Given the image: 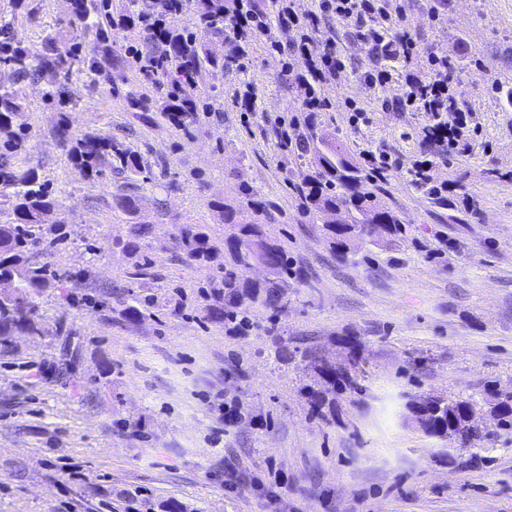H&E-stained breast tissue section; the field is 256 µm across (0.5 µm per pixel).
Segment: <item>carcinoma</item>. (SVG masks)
Segmentation results:
<instances>
[{
	"instance_id": "cac0c4a2",
	"label": "carcinoma",
	"mask_w": 512,
	"mask_h": 512,
	"mask_svg": "<svg viewBox=\"0 0 512 512\" xmlns=\"http://www.w3.org/2000/svg\"><path fill=\"white\" fill-rule=\"evenodd\" d=\"M200 16L211 28L220 30L224 26V0H199ZM73 13L79 23L71 25L68 36L76 45L86 41L97 23L90 19L86 0H73ZM166 53L176 62L181 72L196 73L204 66H219L218 54L204 46H197L191 37L170 34L164 41ZM84 64L83 59L72 53L61 56L55 53L54 41L44 43L40 53H33L15 38L13 24L0 18V68L9 69L15 80L47 76L52 82L69 80L73 72ZM21 110V98L17 92L0 85V129H7L12 119ZM63 142H74L70 156L89 177H101L109 171H139L141 157L129 152L103 133L77 135L66 121L56 128ZM321 171L318 177L307 183L304 196L308 207L316 212L348 218L336 224H325L331 247L342 254L349 250L354 237H372L383 233L400 237L405 231L402 219L391 208L381 203L372 193L362 191L369 180L368 172L353 163L334 142H326L317 150ZM8 205L6 220H0V275L14 278V293L0 295V349H8L9 337L26 332L33 336L44 334L43 325L33 298L54 286L61 275L46 265H36L31 257L42 244L44 224L53 213L54 201L45 182L38 173L29 168L20 170L12 166L8 156L0 154V204ZM191 256L201 262L212 259L208 236L202 228L186 232ZM228 257L214 294L218 305L212 314L224 317V324L234 331L248 326L249 320L242 310L244 300L264 295L271 305L281 304L284 293L282 283L297 276V270L289 260L288 252L269 238L258 224H235V232L226 240ZM273 261L275 279L266 282L243 281L238 275L258 261ZM315 386L306 387V396L313 411L322 414V409L334 403L336 394L348 389L355 392L361 386L348 369H340L322 360L312 361ZM489 411L498 417L503 426L512 427V401L499 393L487 398ZM467 400L448 397L439 410L429 414L422 422L427 436L448 437L442 423H453L460 416L461 407Z\"/></svg>"
}]
</instances>
